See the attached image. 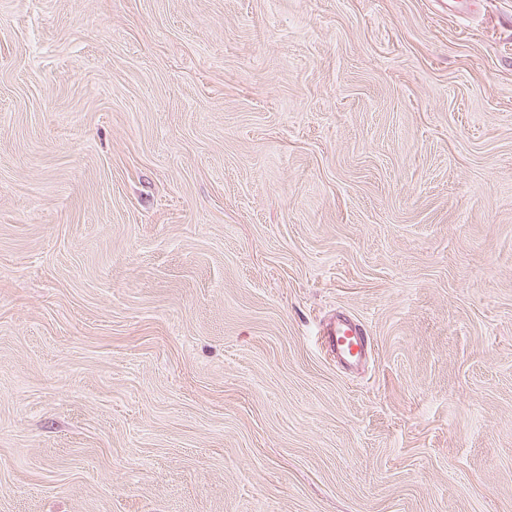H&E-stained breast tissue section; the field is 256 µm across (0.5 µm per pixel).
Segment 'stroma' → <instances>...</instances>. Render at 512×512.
<instances>
[{"mask_svg": "<svg viewBox=\"0 0 512 512\" xmlns=\"http://www.w3.org/2000/svg\"><path fill=\"white\" fill-rule=\"evenodd\" d=\"M0 512H512V0H0ZM324 344L334 357L346 362L358 361L365 353L363 333L347 321H335L327 329Z\"/></svg>", "mask_w": 512, "mask_h": 512, "instance_id": "obj_1", "label": "stroma"}]
</instances>
